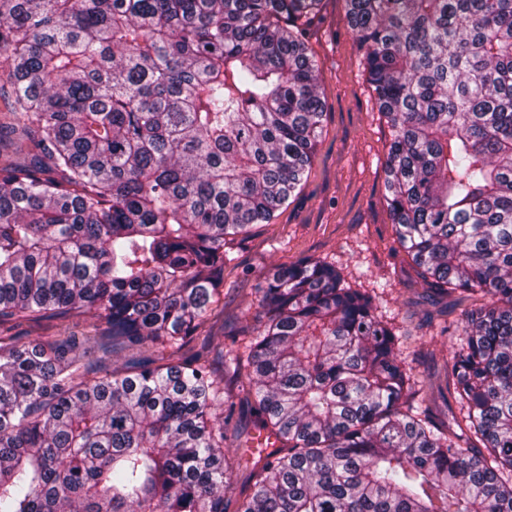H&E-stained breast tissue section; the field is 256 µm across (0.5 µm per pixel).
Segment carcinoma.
Returning <instances> with one entry per match:
<instances>
[{"instance_id":"1","label":"carcinoma","mask_w":512,"mask_h":512,"mask_svg":"<svg viewBox=\"0 0 512 512\" xmlns=\"http://www.w3.org/2000/svg\"><path fill=\"white\" fill-rule=\"evenodd\" d=\"M320 2L0 0V327L91 312L169 351L121 373L0 335V512H512V0H344L397 241L479 302L446 390L312 259L258 284L260 328L212 369L226 238L271 223L316 148Z\"/></svg>"}]
</instances>
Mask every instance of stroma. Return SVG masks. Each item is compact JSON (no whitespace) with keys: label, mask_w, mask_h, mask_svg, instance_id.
<instances>
[{"label":"stroma","mask_w":512,"mask_h":512,"mask_svg":"<svg viewBox=\"0 0 512 512\" xmlns=\"http://www.w3.org/2000/svg\"><path fill=\"white\" fill-rule=\"evenodd\" d=\"M308 46L325 100L319 142L307 176L273 222L227 239L224 306L207 324L213 344L232 349L241 329L259 326L255 289L275 267L322 259L340 268L351 287L368 291L385 284L380 308L403 332L409 365L419 378L441 376L450 360V340L441 329L455 327L460 308L430 289L398 251L384 200L391 128L375 105L343 0H321ZM93 324L92 314L77 313L63 321H23L11 333L24 343L83 336L99 358L104 355Z\"/></svg>","instance_id":"obj_1"}]
</instances>
